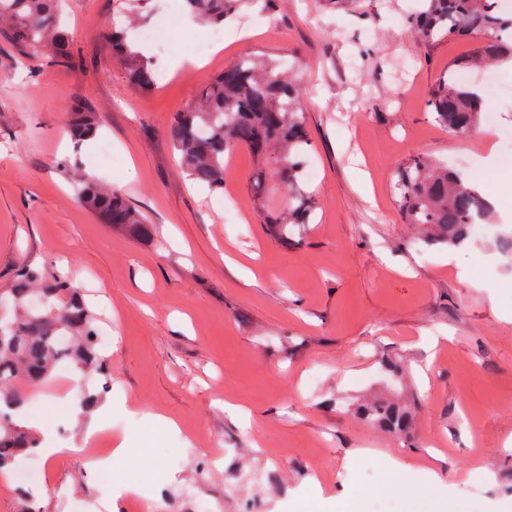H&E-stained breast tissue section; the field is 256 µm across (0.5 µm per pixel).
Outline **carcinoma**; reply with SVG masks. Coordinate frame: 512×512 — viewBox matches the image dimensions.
<instances>
[{
    "label": "carcinoma",
    "mask_w": 512,
    "mask_h": 512,
    "mask_svg": "<svg viewBox=\"0 0 512 512\" xmlns=\"http://www.w3.org/2000/svg\"><path fill=\"white\" fill-rule=\"evenodd\" d=\"M58 2L0 0V32L19 56L40 47L51 64H71ZM184 2L191 15L216 27L245 4V0ZM410 27L429 41L482 34L485 43L462 60L466 66L488 67L512 59V15L500 12L498 0H421ZM109 46L112 56L127 66L135 87L144 92L158 87L151 58L133 49L126 31H113ZM285 66L283 58L261 56L224 67L194 105L177 113L168 137L179 154L182 171L211 192L224 190L227 151L240 146L257 156L270 155L269 167L253 174L252 190L255 197L265 198L272 183L287 197V211L269 216L273 234L286 245L296 225L310 223L316 201L304 186L310 139L298 106L300 89L285 77ZM430 107L441 124L460 134L473 132L484 112L482 96L448 76L432 90ZM70 112L69 130L75 141L98 133L97 117L87 101H74ZM396 190L405 220L450 246L467 240L470 225L487 220L490 214L487 198L457 171L428 159L417 158L402 167ZM77 199L99 223L134 237L148 236L147 220L118 191L88 178L79 183ZM41 280V273L29 267L10 290L16 341L0 347V470L39 445L35 433L18 424L11 413L25 404L18 384L36 385L64 363L79 370L104 369L89 309L68 277L60 274L44 289L47 307L43 313L28 310L33 286ZM355 414L388 431L403 432L409 427L408 413L388 400L360 404Z\"/></svg>",
    "instance_id": "1"
}]
</instances>
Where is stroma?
<instances>
[{"label":"stroma","mask_w":512,"mask_h":512,"mask_svg":"<svg viewBox=\"0 0 512 512\" xmlns=\"http://www.w3.org/2000/svg\"><path fill=\"white\" fill-rule=\"evenodd\" d=\"M65 11L74 65L10 60L0 37V322L23 267L48 282L65 269L112 336L105 373L58 370L26 391L30 424L66 448L38 460L48 480L32 492L44 512L129 506L80 450L88 413L57 403L76 377L111 400L113 433L134 441L124 480L172 512H185L183 491L202 476L215 494L235 486L224 512H512V255L490 236L423 244L395 189L398 168L419 155L474 184L512 170L483 161L512 132V105L466 136L429 107L442 77L467 75L462 61L481 38L418 40L413 0H259L225 22L202 67L158 58L161 81L143 92L110 55L109 32L126 25L113 0H66ZM241 31L251 39L235 40ZM262 53L295 63L316 172L313 221L288 246L250 189L256 157L234 148L216 194L180 172L167 135L226 65ZM79 98L97 112L111 158L97 140L69 141ZM75 170L134 203L150 237L99 224L75 200ZM384 356L403 367L401 382L382 370ZM396 395L411 407L409 433L350 412ZM226 399L246 414L224 410ZM126 400L172 416L179 432L144 428ZM386 454L432 468L447 493L413 472L391 475Z\"/></svg>","instance_id":"1"}]
</instances>
